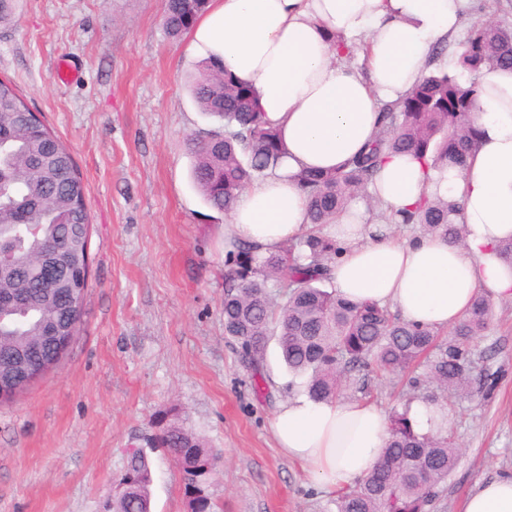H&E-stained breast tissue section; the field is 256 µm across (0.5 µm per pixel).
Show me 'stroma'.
Segmentation results:
<instances>
[{
	"mask_svg": "<svg viewBox=\"0 0 512 512\" xmlns=\"http://www.w3.org/2000/svg\"><path fill=\"white\" fill-rule=\"evenodd\" d=\"M165 0H23L0 25V77L69 146L91 217V278L61 364L0 403V512H99L130 451L181 418L222 451L208 493L217 512H336L271 422L303 385L266 349L257 394L224 333L227 216L191 180V135L223 131L186 82L202 56L174 39ZM472 353L489 384L449 397L462 453L431 512H460L482 481L512 472V302L492 305ZM403 377H355L345 400L401 409ZM153 512H188L182 475L150 453Z\"/></svg>",
	"mask_w": 512,
	"mask_h": 512,
	"instance_id": "stroma-1",
	"label": "stroma"
}]
</instances>
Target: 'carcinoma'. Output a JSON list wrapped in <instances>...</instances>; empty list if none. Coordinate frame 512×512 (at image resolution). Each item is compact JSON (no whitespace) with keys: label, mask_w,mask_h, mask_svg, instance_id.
<instances>
[{"label":"carcinoma","mask_w":512,"mask_h":512,"mask_svg":"<svg viewBox=\"0 0 512 512\" xmlns=\"http://www.w3.org/2000/svg\"><path fill=\"white\" fill-rule=\"evenodd\" d=\"M207 4L165 0L168 34L177 38L188 32ZM458 65L470 75L484 65L512 69V30L492 23L472 28ZM190 93L203 112L224 122L222 135L187 138L193 182L210 208L229 214L252 181L282 164L280 133L260 111L252 85L224 69L218 58L200 65ZM477 95L473 80L464 84L445 72L429 75L407 97L381 106L379 138L368 150L340 168L294 175L308 199L310 228L303 237L266 254L244 242L229 251L224 333L238 341L253 376H263L267 343L275 334L288 370L306 379L305 390L315 399L337 398L353 371L383 377L421 365L443 395L469 392L478 377L471 344L489 328L490 299L476 296L448 338L441 329L408 322L376 302L353 304L327 289L341 247L323 228L362 195L379 222L417 225L425 234L462 241L465 230L452 219L460 202L424 198L410 210L387 214L372 201L369 188L387 152L411 153L428 168L465 166L480 138ZM26 112L16 86L0 80V256L9 261L0 268V298L23 299L20 306L0 305V354L12 351L31 364L52 352L44 344L52 324L64 321L78 329L81 311L63 318L56 297L74 288L81 301L88 283L51 284L40 262L59 250L79 255L80 244L90 243V219L69 147ZM271 281L287 288L284 303L273 301ZM157 439L181 461L189 512H214L206 488L218 473L220 453L176 422ZM459 454L448 432H419L408 410H395L381 458L366 476L337 492L336 512H429ZM116 483L126 487L112 500V512H151V463L144 449L128 455Z\"/></svg>","instance_id":"carcinoma-1"}]
</instances>
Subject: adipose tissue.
Instances as JSON below:
<instances>
[{"mask_svg":"<svg viewBox=\"0 0 512 512\" xmlns=\"http://www.w3.org/2000/svg\"><path fill=\"white\" fill-rule=\"evenodd\" d=\"M476 0H213L194 29L205 57L249 81L275 123L285 158L241 194L224 226V245L263 249L301 237L307 199L294 179L303 169L333 170L372 143L382 103L399 100L427 75L433 46L457 35ZM366 42L352 60L339 43ZM479 144L465 167L425 169L407 153L390 155L372 192L384 208H413L440 192L460 199L466 229L457 245L440 236L370 239L357 208L328 225L342 247L332 286L355 304L395 307L408 321L443 328L477 294L512 301V262L498 247L512 238V69L476 75ZM389 421L376 405L315 401L302 394L277 410L278 448L302 463L318 486L341 491L378 462ZM461 512H512V473L482 482Z\"/></svg>","mask_w":512,"mask_h":512,"instance_id":"adipose-tissue-1","label":"adipose tissue"}]
</instances>
